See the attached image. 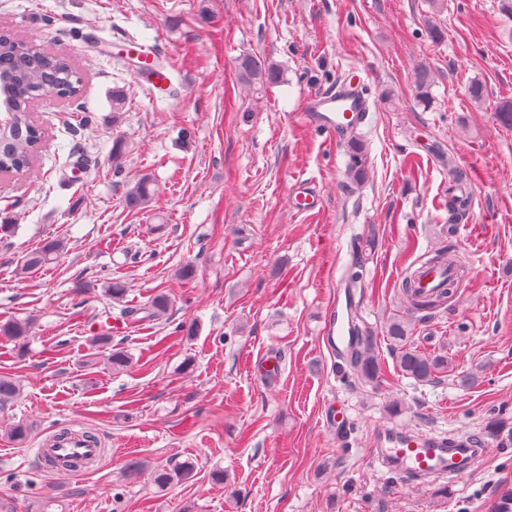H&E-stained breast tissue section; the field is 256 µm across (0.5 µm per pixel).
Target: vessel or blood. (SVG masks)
Returning a JSON list of instances; mask_svg holds the SVG:
<instances>
[{
  "label": "vessel or blood",
  "mask_w": 512,
  "mask_h": 512,
  "mask_svg": "<svg viewBox=\"0 0 512 512\" xmlns=\"http://www.w3.org/2000/svg\"><path fill=\"white\" fill-rule=\"evenodd\" d=\"M370 98L359 76H351L337 86L308 96L303 116L311 127L330 141H338L350 128L363 123L370 112ZM387 445L378 449L377 462L390 469L407 486L416 487L440 481H451L474 471L486 457L488 446L473 437H406L394 434ZM46 450L56 457L76 456L83 460H98L104 450L74 433L61 440H47Z\"/></svg>",
  "instance_id": "b4317fda"
}]
</instances>
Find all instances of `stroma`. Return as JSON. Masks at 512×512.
<instances>
[{"label": "stroma", "instance_id": "stroma-1", "mask_svg": "<svg viewBox=\"0 0 512 512\" xmlns=\"http://www.w3.org/2000/svg\"><path fill=\"white\" fill-rule=\"evenodd\" d=\"M0 0V25L62 56L81 74L79 102L36 99L45 138L29 170L0 177V320L31 323L25 355L0 337V375L20 384L0 409V503L13 512H496L512 488V21L499 0ZM155 48L164 86L137 79L138 47ZM246 55L279 65L256 93L237 80ZM433 76L430 107L414 69ZM363 72L371 112L356 130L367 175L353 183L348 146L309 127L305 96ZM480 83L483 101L468 88ZM130 104L112 118V91ZM126 149L112 159V142ZM149 176L147 210L126 207L127 181ZM320 207L292 208L295 182ZM374 236L363 316L382 329L407 315L396 288L407 269L452 247L468 274L429 317L407 315L418 349L448 370L416 383L379 340L377 385L350 386L324 318L346 281L351 245ZM64 238L58 262L22 271L24 254ZM190 264L192 280L178 270ZM127 288L108 297L109 281ZM84 282L75 292L74 282ZM158 293L168 319L123 310ZM132 362L115 373L92 336ZM274 357L267 387L251 366ZM476 373L472 387L460 379ZM398 403V414L387 411ZM32 423L25 444L10 424ZM479 434L490 451L452 486L411 488L376 470L379 437ZM95 432L107 455L93 469L42 468L43 439ZM147 467L123 473L128 459ZM192 463L168 489L149 469ZM224 474L223 483L212 479Z\"/></svg>", "mask_w": 512, "mask_h": 512}]
</instances>
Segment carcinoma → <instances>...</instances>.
<instances>
[{
  "label": "carcinoma",
  "instance_id": "obj_1",
  "mask_svg": "<svg viewBox=\"0 0 512 512\" xmlns=\"http://www.w3.org/2000/svg\"><path fill=\"white\" fill-rule=\"evenodd\" d=\"M280 69L272 62L257 57H243L238 63V80L259 91L280 80ZM415 88L418 101L426 105L430 101L431 72L420 68L415 73ZM52 89L56 96L72 101L79 99L82 79L66 59L29 48L16 41L10 33H0V99L10 101L13 116L10 123L0 130V166L14 172L23 171L31 163V149L41 140L43 131L30 118L32 101ZM349 175L355 182L365 177V158L362 144L355 138L350 141ZM150 179L143 177L126 192L128 207L142 210L153 197ZM65 249L60 238L45 240L41 246L29 252L23 262L27 273L57 262ZM458 282H448V288L436 296H422L417 293L414 273L409 272L400 284V297L407 310L413 314L428 316L453 295ZM170 301L162 293L154 295L148 302L124 310L140 322L160 320L168 314ZM357 326L356 342L351 346L350 357L346 360L343 374H351L363 384L376 385L383 376L379 358L377 336L374 329L364 320L359 311H354ZM29 323L19 320L0 321V336L24 345L29 333ZM386 339L399 371L419 383L432 381L436 374L448 368V357L427 354L408 343V328L402 320H392L386 327ZM107 364L114 372L125 370L130 356L122 349H113L107 355ZM20 393L19 384L11 377L0 376V407L11 404ZM191 472L187 464L168 469L157 467L150 472L153 484L163 490Z\"/></svg>",
  "mask_w": 512,
  "mask_h": 512
}]
</instances>
